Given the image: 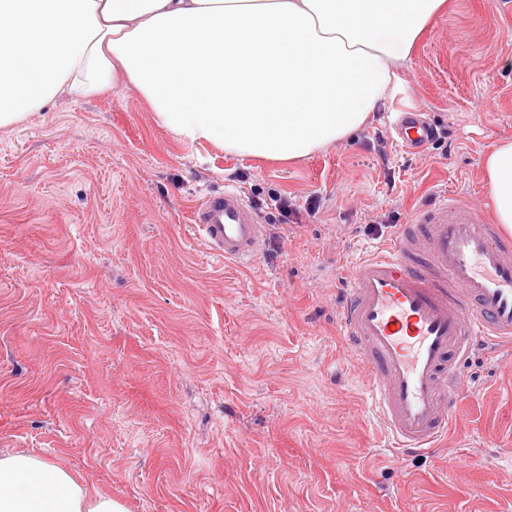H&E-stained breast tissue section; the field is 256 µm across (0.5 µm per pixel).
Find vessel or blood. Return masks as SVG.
<instances>
[{
  "mask_svg": "<svg viewBox=\"0 0 512 512\" xmlns=\"http://www.w3.org/2000/svg\"><path fill=\"white\" fill-rule=\"evenodd\" d=\"M403 146L432 127L405 112ZM191 223L217 256L248 263L265 236L236 188L210 195ZM336 324L365 370V392L399 448L419 452L448 429L461 360L474 346L512 348V235L484 207L455 197L414 210L390 242L350 268Z\"/></svg>",
  "mask_w": 512,
  "mask_h": 512,
  "instance_id": "b4317fda",
  "label": "vessel or blood"
}]
</instances>
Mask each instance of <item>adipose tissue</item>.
<instances>
[{
	"label": "adipose tissue",
	"instance_id": "ef3b65f1",
	"mask_svg": "<svg viewBox=\"0 0 512 512\" xmlns=\"http://www.w3.org/2000/svg\"><path fill=\"white\" fill-rule=\"evenodd\" d=\"M446 0H0V128L55 100L126 86L175 137L297 162L392 100ZM496 223L512 230V140L486 153ZM0 512H127L67 470L0 456Z\"/></svg>",
	"mask_w": 512,
	"mask_h": 512
}]
</instances>
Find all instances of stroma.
Segmentation results:
<instances>
[{
  "instance_id": "obj_1",
  "label": "stroma",
  "mask_w": 512,
  "mask_h": 512,
  "mask_svg": "<svg viewBox=\"0 0 512 512\" xmlns=\"http://www.w3.org/2000/svg\"><path fill=\"white\" fill-rule=\"evenodd\" d=\"M402 79L354 138L294 165L182 143L131 88L0 128V452L128 512H512V355L473 351L453 429L403 454L336 331L354 253L443 193L490 203L512 0H448ZM395 112L449 136L405 148ZM228 185L258 215L293 207L246 265L190 223Z\"/></svg>"
}]
</instances>
